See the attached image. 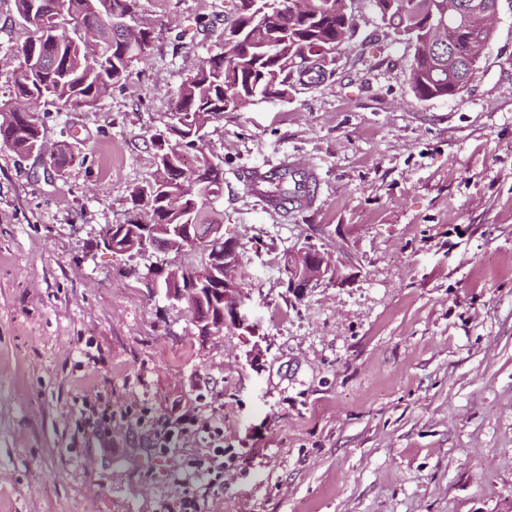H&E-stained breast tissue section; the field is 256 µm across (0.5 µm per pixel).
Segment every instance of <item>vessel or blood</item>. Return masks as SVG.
Wrapping results in <instances>:
<instances>
[{"mask_svg": "<svg viewBox=\"0 0 512 512\" xmlns=\"http://www.w3.org/2000/svg\"><path fill=\"white\" fill-rule=\"evenodd\" d=\"M284 170L288 171L291 178L300 185L297 192L285 198L272 195L267 190L272 177ZM318 180L319 175L314 167L288 156L282 157L274 164L247 169L243 175L249 194L259 199L263 207L271 212H280L290 207L298 209L310 207L312 198L308 195L307 189L315 185Z\"/></svg>", "mask_w": 512, "mask_h": 512, "instance_id": "vessel-or-blood-1", "label": "vessel or blood"}]
</instances>
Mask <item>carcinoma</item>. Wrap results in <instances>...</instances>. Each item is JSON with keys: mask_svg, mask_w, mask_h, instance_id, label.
Returning <instances> with one entry per match:
<instances>
[{"mask_svg": "<svg viewBox=\"0 0 512 512\" xmlns=\"http://www.w3.org/2000/svg\"><path fill=\"white\" fill-rule=\"evenodd\" d=\"M47 5L46 34L27 38L18 51L16 97L0 104V136L20 155L29 156L44 143L38 113L18 109V100L34 104L93 106L108 89L130 75L131 65L146 56L148 28L139 39L126 40V19L134 18L139 0H15L18 16L28 22L37 2ZM382 23L414 49L409 84L419 100L454 98L473 78L494 30L469 11L444 15L447 0H417L418 8L402 13L400 0H372ZM446 28L455 46L431 42V30ZM353 33L347 0H283L275 20L254 18L252 0H238L237 12L224 27L223 51L205 61L182 83L170 112L168 132L174 136L175 165L156 167L146 183L132 192L152 212L157 236L175 232L188 219L221 224L216 202L224 198V169L214 156L196 153L195 141L215 116L252 99L287 98L296 85L318 83L332 73L335 53ZM193 154V165L185 157Z\"/></svg>", "mask_w": 512, "mask_h": 512, "instance_id": "carcinoma-1", "label": "carcinoma"}]
</instances>
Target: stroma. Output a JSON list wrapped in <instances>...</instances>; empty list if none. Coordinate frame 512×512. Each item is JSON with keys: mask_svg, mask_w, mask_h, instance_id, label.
Wrapping results in <instances>:
<instances>
[{"mask_svg": "<svg viewBox=\"0 0 512 512\" xmlns=\"http://www.w3.org/2000/svg\"><path fill=\"white\" fill-rule=\"evenodd\" d=\"M236 4L140 0L129 78L39 110L61 170L0 143V512H512V0L460 97L418 100L412 47L351 0L330 76L213 119L246 322L205 338L148 286L204 254L99 240L149 221L131 193ZM24 39L0 0L1 102ZM286 154L321 184L270 214L241 174ZM306 243L345 282L298 299L284 256Z\"/></svg>", "mask_w": 512, "mask_h": 512, "instance_id": "obj_1", "label": "stroma"}]
</instances>
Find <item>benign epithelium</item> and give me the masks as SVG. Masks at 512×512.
Masks as SVG:
<instances>
[{"instance_id":"benign-epithelium-1","label":"benign epithelium","mask_w":512,"mask_h":512,"mask_svg":"<svg viewBox=\"0 0 512 512\" xmlns=\"http://www.w3.org/2000/svg\"><path fill=\"white\" fill-rule=\"evenodd\" d=\"M128 225L110 224L101 235L106 242V248L119 252V239L125 234ZM156 233L143 236V243L164 251H175L186 244L207 245L215 239L223 238L221 224H184L180 229V240H167L161 246L157 245ZM239 248L236 241L224 243V276H219L212 269L186 277V285L165 289L171 299L180 300L194 297L201 306L199 326L203 336H212L223 331L224 325L234 321L241 324L240 313L242 296L239 279ZM288 279V289L297 298L306 295L307 290L321 285H341L345 282L342 271L332 256L312 246H302L288 252L284 265ZM205 278L211 280L210 287L198 288L197 281Z\"/></svg>"}]
</instances>
